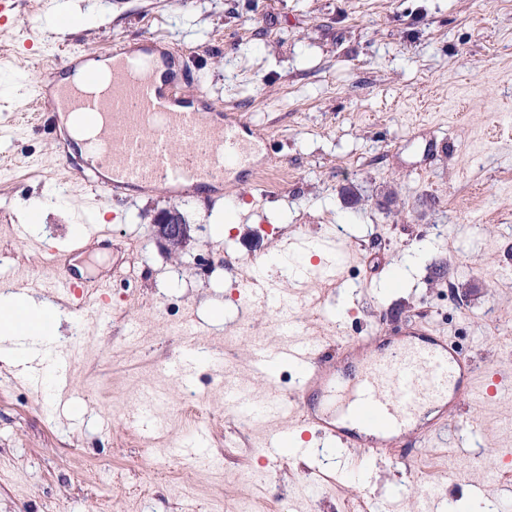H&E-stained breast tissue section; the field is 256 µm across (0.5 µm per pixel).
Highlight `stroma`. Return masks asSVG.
Here are the masks:
<instances>
[{
	"mask_svg": "<svg viewBox=\"0 0 512 512\" xmlns=\"http://www.w3.org/2000/svg\"><path fill=\"white\" fill-rule=\"evenodd\" d=\"M146 37L184 104L267 141L223 196L102 198L63 162V133L42 129L37 73ZM1 164L14 171L0 179V279L36 294L59 269L83 293L55 301L56 340L79 350L69 385L0 365V512H209L215 499L234 512L246 498L342 512L357 496L389 512H512V483L481 468L512 470V386L466 395L443 440L421 419L373 458L323 448L272 464L268 433L295 419L240 426L224 393L268 392L251 339L279 344L275 314L239 312V265L260 260L312 345L393 341L425 321L480 371L512 375L499 341L512 333V0H22L0 17ZM268 168L288 173L275 195L256 182ZM30 197L44 202L33 220ZM172 205L192 227L177 259L151 226ZM301 240L315 251L296 253ZM191 343L186 383L171 368ZM189 395L203 418L175 414ZM198 428L220 466L179 452Z\"/></svg>",
	"mask_w": 512,
	"mask_h": 512,
	"instance_id": "1",
	"label": "stroma"
}]
</instances>
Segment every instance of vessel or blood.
<instances>
[{
    "mask_svg": "<svg viewBox=\"0 0 512 512\" xmlns=\"http://www.w3.org/2000/svg\"><path fill=\"white\" fill-rule=\"evenodd\" d=\"M106 56L111 60V80L105 93H94L101 74L86 68L80 87L62 88L56 97L39 102L50 130H57L61 116L72 112L98 127L100 151L77 167L78 176L95 173L96 187L113 199L150 185L163 187L178 199L222 186L228 171L250 166L253 148L233 122L176 109L177 85L160 87L150 65L134 58L126 43L113 44ZM101 168L107 169V176H98ZM259 303L276 310L283 342L274 349L260 344L254 348L252 368L267 381L269 393L263 400L236 396L237 409L250 420L284 417L295 410L300 424L312 429L323 446L371 452L385 447L425 408L442 402L457 405L475 386L479 374L475 361L430 326L417 327L415 339L396 343L386 354L366 356L360 369L346 378L340 375L339 364L363 350V339L321 351L300 342L279 281H267ZM43 355L59 381H66L74 352L60 349L47 335ZM283 366L300 377L294 394L278 386ZM330 395L342 404L352 427L319 410L320 401ZM266 449L277 459L302 453L295 432L288 430L271 432Z\"/></svg>",
    "mask_w": 512,
    "mask_h": 512,
    "instance_id": "obj_1",
    "label": "vessel or blood"
}]
</instances>
